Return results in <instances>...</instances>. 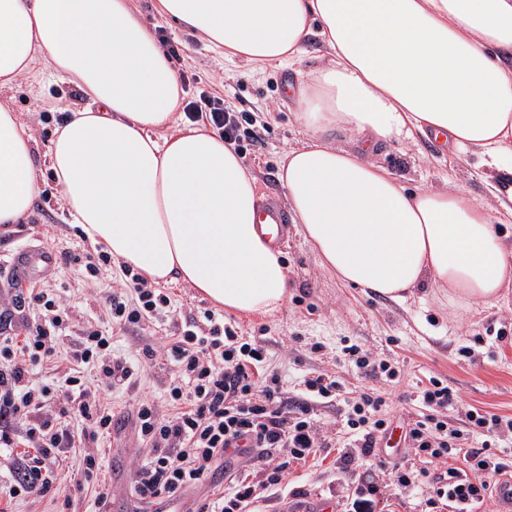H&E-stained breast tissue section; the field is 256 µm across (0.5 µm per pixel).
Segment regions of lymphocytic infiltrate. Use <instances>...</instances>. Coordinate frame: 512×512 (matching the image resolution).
I'll use <instances>...</instances> for the list:
<instances>
[{
	"instance_id": "1",
	"label": "lymphocytic infiltrate",
	"mask_w": 512,
	"mask_h": 512,
	"mask_svg": "<svg viewBox=\"0 0 512 512\" xmlns=\"http://www.w3.org/2000/svg\"><path fill=\"white\" fill-rule=\"evenodd\" d=\"M184 114L190 122H207L237 147L256 137V113L227 109L221 97L205 89L186 104ZM103 294L106 315L119 327L157 321L171 306L168 294L126 266ZM0 310L21 316L26 330L21 339L0 335V447L30 450L18 460L22 479L9 495L42 496L58 481L50 463L63 449L83 448L86 476L98 471L96 443L111 435L113 424L106 392L135 384L143 368L113 357L106 328L90 324L79 331L65 376L36 379L35 367L51 359L70 327L65 297L43 288H8L0 293ZM145 355L164 358L177 375L165 404L143 399L134 409L139 458L131 494L137 507L182 499L203 487L213 469L228 470L242 460L268 465L266 482L276 486L286 470L277 460L280 451L303 460L328 445L314 426L309 402L339 397V382L326 374L306 378V401L288 403L279 377L263 370L266 352L260 341L244 340L214 313L185 322L174 341ZM419 397L424 411L411 421L405 440L434 459L463 456L464 467L449 468L447 485L434 494L454 512H471L512 470V461L495 451L496 438L512 435V417L472 408L461 430L448 424L456 398L441 380L431 379ZM386 406L374 392L353 399L345 425L356 433L354 446L363 457L376 456L375 440L390 427ZM71 414L82 420L81 431L65 424Z\"/></svg>"
}]
</instances>
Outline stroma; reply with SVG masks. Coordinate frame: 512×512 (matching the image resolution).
<instances>
[{
    "label": "stroma",
    "mask_w": 512,
    "mask_h": 512,
    "mask_svg": "<svg viewBox=\"0 0 512 512\" xmlns=\"http://www.w3.org/2000/svg\"><path fill=\"white\" fill-rule=\"evenodd\" d=\"M156 0H135L140 18L155 35L165 36L179 48L177 71L196 75L202 88L223 97L226 107L262 113L268 129L251 146L242 163L256 178L260 195L284 196L279 181L283 156L301 145L304 130L297 110L286 93L288 85L301 82L315 68L323 48L311 41L299 70L267 69L256 73L241 61H227L210 52L184 27L161 19L155 12ZM10 104L20 121L36 141L37 154H44L55 127L65 113L84 106L86 100L75 83L51 72L24 77L0 88V101ZM375 161L393 172L411 188L438 189L446 183L464 187L475 198L487 197L496 173L478 168L473 155L455 158L436 142L422 139L417 146L389 145L374 156ZM41 191L31 214L21 223L0 225V272L13 275L19 253L26 249L52 253L57 261L52 272L37 273L29 280L32 288H47L64 294L70 305L72 323L68 336L62 337L55 367L66 372V360L80 328L97 322L102 316L95 285H108L112 272H104L99 283H92L81 265L66 263L64 253L86 254L94 247L72 225L51 171L45 163L37 165ZM283 260L290 281L287 302L266 315L225 313V322L234 325L244 337L260 338L266 350L265 365L276 373L289 397H296L303 377L320 372L335 375L347 391L373 390L388 401V416L400 424L415 418L420 407L416 395L429 378L448 385L457 396L451 418L463 417L476 407L512 417V304L478 305L470 313L452 316L448 298L440 292L424 289L421 299L400 304L382 296L367 295L360 289L343 285L335 272L324 267L310 243L288 226V242L282 246ZM171 297L174 315L167 321L145 327L132 325L112 332L114 356L139 360L141 354L171 340L185 320L202 319L211 303L195 288L182 281L165 286ZM356 344L374 357L394 359L402 367L400 380L388 382L368 379L353 364L344 360V347ZM469 347L473 358L461 356ZM136 386L112 391L111 403L115 427L111 436L99 439L105 455L99 480L112 486L111 512H133L129 494L135 454L132 407L142 395L164 400L173 371L162 361H150ZM345 451L324 448L302 461L291 462L281 485L261 487L262 463H246L243 474L256 483L257 512H283L288 498L322 497L335 500L344 508L354 498V476L341 471ZM58 470L66 480L63 490L44 496L9 497L16 474L7 457H0V512H59L64 498H72L75 512H93L94 486L86 482L82 459L68 452L58 460ZM412 464L426 470L428 483L418 489L396 485L392 466ZM462 458L431 459L402 447L395 456L376 463L355 458L356 474L371 478L379 487L374 512H448L430 505L431 487L445 477L448 467L462 466Z\"/></svg>",
    "instance_id": "stroma-1"
}]
</instances>
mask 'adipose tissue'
Returning a JSON list of instances; mask_svg holds the SVG:
<instances>
[{"label":"adipose tissue","mask_w":512,"mask_h":512,"mask_svg":"<svg viewBox=\"0 0 512 512\" xmlns=\"http://www.w3.org/2000/svg\"><path fill=\"white\" fill-rule=\"evenodd\" d=\"M159 16L253 70L324 53L298 91L307 137L285 155L288 206L342 282L405 302L422 286L451 305L512 298V206L461 189L412 190L373 161L390 144L444 138L512 174V0H157ZM45 67L89 100L48 147L57 190L85 239L157 284L268 314L288 298L260 196L233 146L180 126L178 75L132 0H0V85ZM357 138L338 147L333 134ZM34 137L0 103V224L40 192Z\"/></svg>","instance_id":"adipose-tissue-1"}]
</instances>
